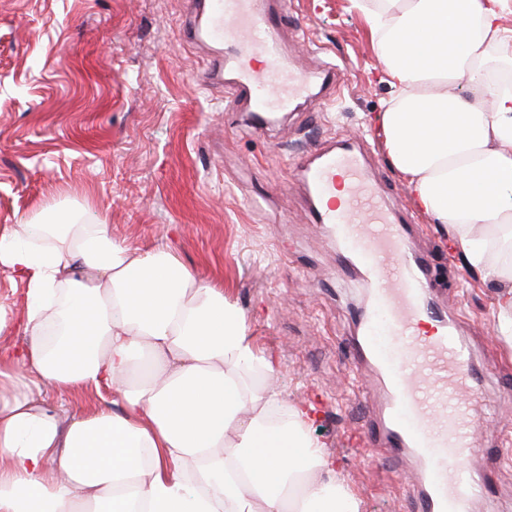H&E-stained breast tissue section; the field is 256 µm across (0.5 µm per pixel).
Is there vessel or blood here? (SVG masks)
<instances>
[{
	"instance_id": "1",
	"label": "vessel or blood",
	"mask_w": 512,
	"mask_h": 512,
	"mask_svg": "<svg viewBox=\"0 0 512 512\" xmlns=\"http://www.w3.org/2000/svg\"><path fill=\"white\" fill-rule=\"evenodd\" d=\"M191 12L205 17L199 37L224 47L222 66L212 67L206 81L231 70L230 94L248 96L253 111L322 103L343 78L333 63L292 68L282 53L278 13L263 0H191ZM298 171L315 223L333 230L344 263L373 287L369 308L357 315L355 354L372 362L387 388L379 435L394 452L423 462L419 512H470L486 484L470 465L476 391L469 345L447 311L428 306L424 261L367 178L362 146L316 148Z\"/></svg>"
}]
</instances>
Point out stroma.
<instances>
[{"label":"stroma","mask_w":512,"mask_h":512,"mask_svg":"<svg viewBox=\"0 0 512 512\" xmlns=\"http://www.w3.org/2000/svg\"><path fill=\"white\" fill-rule=\"evenodd\" d=\"M186 17L187 0H0V227L81 209L131 248H169L239 308L257 350L276 357L289 403H317L311 433L361 512H417L406 481L390 477L413 473L411 459L355 443L383 402L351 353L371 290L344 271L290 168L315 146L367 138L368 178L410 225L436 305L458 314L480 394H501L496 414L473 411L492 495L472 512H512V343L497 334L491 289L414 208L377 144L369 118L393 91L378 80L365 18L351 0H288L281 37L296 65L325 56L346 80L334 105L252 133L248 101L203 83L214 50L191 40Z\"/></svg>","instance_id":"1"}]
</instances>
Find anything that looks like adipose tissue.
Wrapping results in <instances>:
<instances>
[{
    "label": "adipose tissue",
    "instance_id": "1",
    "mask_svg": "<svg viewBox=\"0 0 512 512\" xmlns=\"http://www.w3.org/2000/svg\"><path fill=\"white\" fill-rule=\"evenodd\" d=\"M395 92L380 144L413 206L495 289L512 335V92L493 70L502 0H351ZM24 286L0 305V512H358L222 289L76 211L0 231ZM108 400L62 420L46 389Z\"/></svg>",
    "mask_w": 512,
    "mask_h": 512
}]
</instances>
